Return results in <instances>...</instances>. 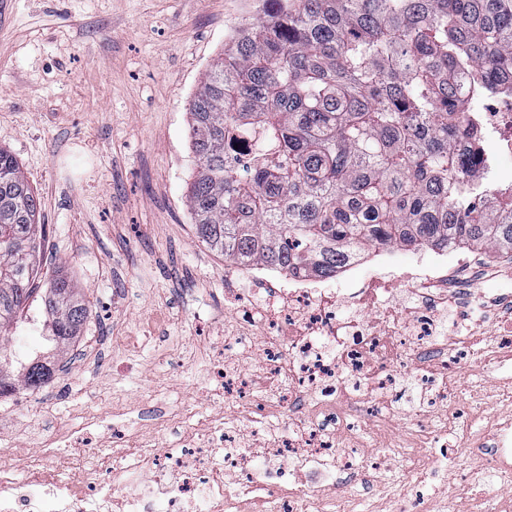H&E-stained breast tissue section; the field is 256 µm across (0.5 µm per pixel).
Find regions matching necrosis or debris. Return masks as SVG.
Segmentation results:
<instances>
[{"mask_svg": "<svg viewBox=\"0 0 512 512\" xmlns=\"http://www.w3.org/2000/svg\"><path fill=\"white\" fill-rule=\"evenodd\" d=\"M468 122L481 128L488 156L469 177L497 178L512 162V92L483 97ZM372 277L354 281L345 265L335 281L302 275L274 278L254 265L224 269V311L241 331L265 338L258 367L216 361L222 388L210 400L233 404V424L202 422L179 447L115 426L108 412L57 434L48 449L19 453L0 448V512H335L319 490L344 492L345 512L381 481L385 458L357 448L363 422L388 424L395 416L398 369L420 377L423 402L419 447H403L400 499L411 512H440L426 488L451 456L469 460L465 481L512 486V398L452 401L448 388L462 362L484 345L490 360L512 362V292L480 303L483 272L449 270L442 260L412 264L391 275L377 259ZM265 398L253 397V390ZM443 414L462 431L457 444L440 440L430 424ZM285 415L275 444L256 423ZM485 427L473 430L476 418ZM105 430L113 455L89 461L80 448ZM430 450L421 464L419 449Z\"/></svg>", "mask_w": 512, "mask_h": 512, "instance_id": "necrosis-or-debris-1", "label": "necrosis or debris"}]
</instances>
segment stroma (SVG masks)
Here are the masks:
<instances>
[{
	"label": "stroma",
	"instance_id": "1",
	"mask_svg": "<svg viewBox=\"0 0 512 512\" xmlns=\"http://www.w3.org/2000/svg\"><path fill=\"white\" fill-rule=\"evenodd\" d=\"M264 0H0V146L41 199L49 230L41 272H61L90 309L64 349L18 315L13 349L47 352L81 398L50 388L0 397V431L21 450L84 421L87 399L131 429L155 409L193 424L217 354L254 367L257 338L208 342L224 315V257L197 238L187 202L195 171L188 103L225 42L262 17ZM389 435L417 428L419 392L404 372Z\"/></svg>",
	"mask_w": 512,
	"mask_h": 512
}]
</instances>
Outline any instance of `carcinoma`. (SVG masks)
Segmentation results:
<instances>
[{"label": "carcinoma", "instance_id": "carcinoma-1", "mask_svg": "<svg viewBox=\"0 0 512 512\" xmlns=\"http://www.w3.org/2000/svg\"><path fill=\"white\" fill-rule=\"evenodd\" d=\"M268 2L189 102L197 237L227 263L319 278L380 246L512 253V194L488 185L483 210L466 190L483 132L459 97L470 76L480 95L512 82V0ZM254 138L252 163L231 165L225 150ZM40 212L0 146V373L35 293ZM41 300L49 340L77 338L89 310L70 280L49 279ZM20 370L25 389L53 375L41 355Z\"/></svg>", "mask_w": 512, "mask_h": 512}]
</instances>
